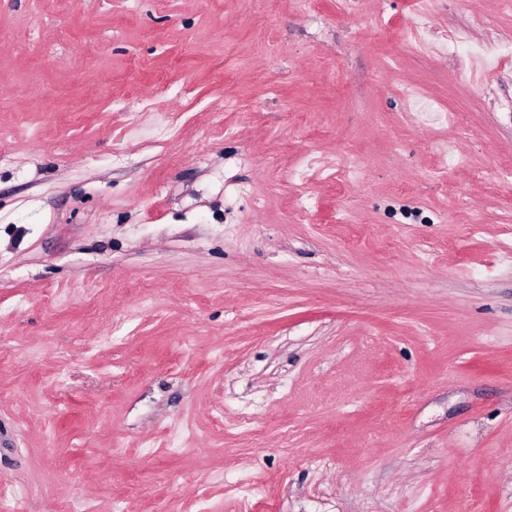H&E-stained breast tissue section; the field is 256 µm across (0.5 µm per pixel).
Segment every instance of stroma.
<instances>
[{"instance_id":"obj_1","label":"stroma","mask_w":512,"mask_h":512,"mask_svg":"<svg viewBox=\"0 0 512 512\" xmlns=\"http://www.w3.org/2000/svg\"><path fill=\"white\" fill-rule=\"evenodd\" d=\"M452 38L512 11L0 0V512H512V58Z\"/></svg>"}]
</instances>
